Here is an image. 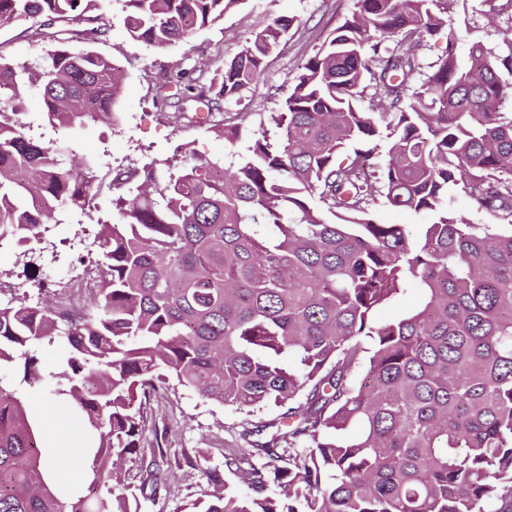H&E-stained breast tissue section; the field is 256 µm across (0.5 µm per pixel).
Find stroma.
I'll list each match as a JSON object with an SVG mask.
<instances>
[{"label": "stroma", "mask_w": 512, "mask_h": 512, "mask_svg": "<svg viewBox=\"0 0 512 512\" xmlns=\"http://www.w3.org/2000/svg\"><path fill=\"white\" fill-rule=\"evenodd\" d=\"M101 7L111 26L97 37L94 48L120 65L125 82L114 120L100 122L79 135L74 148L78 156L98 161L92 203L99 217L108 220L117 196L112 188L114 167H140L152 159L172 156L183 144L209 156L223 154L226 149L223 138L205 126L174 127L154 104V87L166 66L186 57L196 68L215 69L238 52L262 23L281 16L294 18L287 36L267 58L261 79L244 90L240 98L224 104L227 120L236 121L244 112L248 127L257 129L261 115L282 106L303 60L351 16L355 0H241L221 21L195 32L189 44L166 48L132 40L123 27L115 0H102ZM453 26L460 35V60L468 59L469 49L476 42L501 56L512 53V0H459L453 12ZM27 403L30 413L45 421L47 445H54L61 438L84 441L86 426L54 414L40 387L28 389ZM271 417V411L265 409L222 405L195 390L179 387L155 406L141 445L151 448L160 438L172 453L204 455L212 467L222 462L228 449H249L246 431ZM206 489L198 471L176 468L156 497L138 498L137 512H188L191 503Z\"/></svg>", "instance_id": "35a3bbf8"}]
</instances>
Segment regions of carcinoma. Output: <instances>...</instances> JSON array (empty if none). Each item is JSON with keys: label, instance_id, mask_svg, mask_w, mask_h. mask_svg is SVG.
Here are the masks:
<instances>
[{"label": "carcinoma", "instance_id": "cac0c4a2", "mask_svg": "<svg viewBox=\"0 0 512 512\" xmlns=\"http://www.w3.org/2000/svg\"><path fill=\"white\" fill-rule=\"evenodd\" d=\"M120 2L129 37L164 48L241 0ZM457 2L356 0L243 149L221 103L260 79L292 20L263 24L207 85L179 64L166 73L157 98L171 121L201 120L231 149L187 147L116 176L124 192L112 221L97 223L86 311L33 305L23 283L0 303V368L24 361L21 379L0 380V512H134L130 500L155 496L173 463L213 487L190 512H489L512 494V232L443 215L453 186L512 226V113L500 111L512 54L475 43L459 65ZM17 19L32 21L40 52L0 55V248L28 268L49 226L82 225L94 175L71 144L29 135L25 98L38 93L41 121L74 136L112 118L123 73L88 46L110 26L100 0H0V25ZM445 28V55L421 63L422 43ZM366 97L374 107L363 110ZM379 197L437 219L380 224ZM409 288L419 304L380 321ZM53 345L66 357L43 372L39 354ZM171 381L224 405L279 409L246 435L276 432L222 469L173 462L158 442L133 486L122 462ZM36 383L90 424L83 446L42 445L21 400ZM77 457L83 496L68 480Z\"/></svg>", "mask_w": 512, "mask_h": 512}]
</instances>
